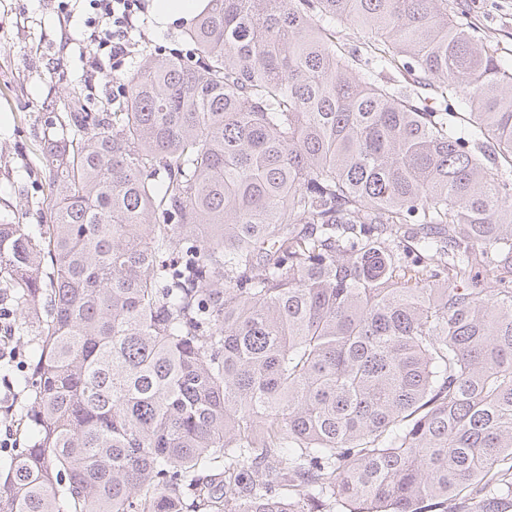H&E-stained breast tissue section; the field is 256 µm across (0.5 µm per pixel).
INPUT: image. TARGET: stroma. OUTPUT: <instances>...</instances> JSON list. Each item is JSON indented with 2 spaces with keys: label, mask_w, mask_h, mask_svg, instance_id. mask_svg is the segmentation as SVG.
Here are the masks:
<instances>
[{
  "label": "stroma",
  "mask_w": 512,
  "mask_h": 512,
  "mask_svg": "<svg viewBox=\"0 0 512 512\" xmlns=\"http://www.w3.org/2000/svg\"><path fill=\"white\" fill-rule=\"evenodd\" d=\"M464 22L484 32L493 46L512 56V0H449ZM86 0H0V223L24 224L37 232L47 201L48 173L41 159L48 137L65 121L71 100L84 94L89 110L106 106L116 73L96 81L87 95L83 61L71 36L84 28ZM185 28L144 25L145 41L129 58L132 73L146 54L184 49Z\"/></svg>",
  "instance_id": "1"
}]
</instances>
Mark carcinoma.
Here are the masks:
<instances>
[{
    "instance_id": "carcinoma-1",
    "label": "carcinoma",
    "mask_w": 512,
    "mask_h": 512,
    "mask_svg": "<svg viewBox=\"0 0 512 512\" xmlns=\"http://www.w3.org/2000/svg\"><path fill=\"white\" fill-rule=\"evenodd\" d=\"M184 40L74 104L40 235L0 224L42 321L0 512H512V60L448 0Z\"/></svg>"
}]
</instances>
